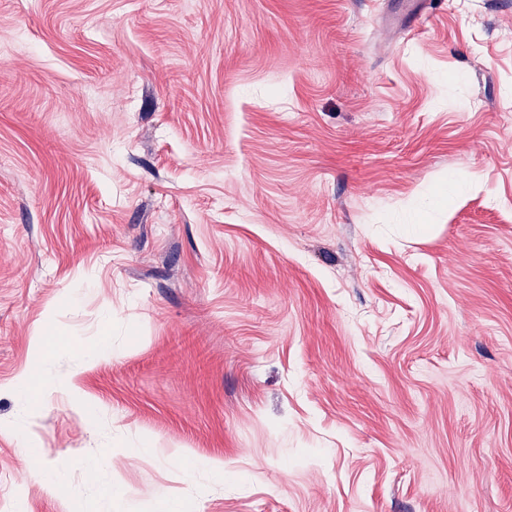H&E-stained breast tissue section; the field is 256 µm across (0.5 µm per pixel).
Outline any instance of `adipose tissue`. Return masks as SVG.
<instances>
[{
  "label": "adipose tissue",
  "mask_w": 512,
  "mask_h": 512,
  "mask_svg": "<svg viewBox=\"0 0 512 512\" xmlns=\"http://www.w3.org/2000/svg\"><path fill=\"white\" fill-rule=\"evenodd\" d=\"M13 392L22 412L13 425L12 433L19 441L24 443L29 440V415L27 410L36 398L64 393L69 395L74 404L83 411L88 412L92 409L91 404L87 403L81 394L76 376H59L46 369L33 376L21 377L15 382Z\"/></svg>",
  "instance_id": "adipose-tissue-1"
}]
</instances>
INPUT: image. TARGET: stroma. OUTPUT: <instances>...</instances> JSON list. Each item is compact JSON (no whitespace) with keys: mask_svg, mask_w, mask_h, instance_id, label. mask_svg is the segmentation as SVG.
Segmentation results:
<instances>
[{"mask_svg":"<svg viewBox=\"0 0 512 512\" xmlns=\"http://www.w3.org/2000/svg\"><path fill=\"white\" fill-rule=\"evenodd\" d=\"M402 2L0 0V512H512V0ZM55 338L57 345H61L70 350L81 363H97L111 358L121 356V352L112 347V342L108 336H102L92 347L84 346L72 336H59ZM13 392L19 402L22 413L16 419L12 433L26 446L29 441V406L38 397L54 393L70 396L74 404L85 412H94L95 407L87 403L77 384L76 375L59 376L47 369L37 375L24 376L14 383Z\"/></svg>","mask_w":512,"mask_h":512,"instance_id":"stroma-1","label":"stroma"}]
</instances>
